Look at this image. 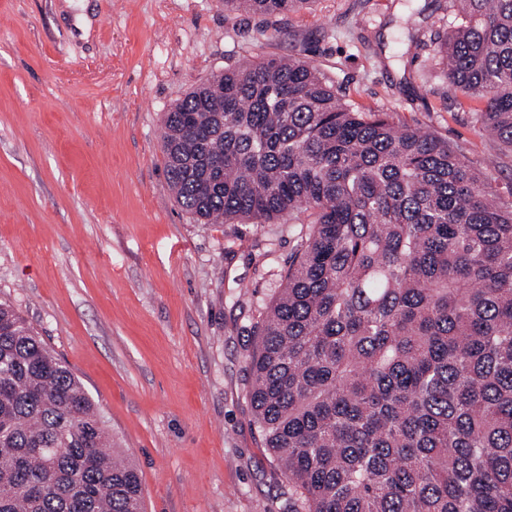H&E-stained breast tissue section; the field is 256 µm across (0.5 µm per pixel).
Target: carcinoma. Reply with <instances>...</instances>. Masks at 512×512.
<instances>
[{
  "label": "carcinoma",
  "instance_id": "cac0c4a2",
  "mask_svg": "<svg viewBox=\"0 0 512 512\" xmlns=\"http://www.w3.org/2000/svg\"><path fill=\"white\" fill-rule=\"evenodd\" d=\"M446 8L448 86L512 150V0ZM161 129L171 190L200 223L308 225L248 362L288 512H512V201L299 57L224 69ZM114 448L79 377L0 302V512H143Z\"/></svg>",
  "mask_w": 512,
  "mask_h": 512
}]
</instances>
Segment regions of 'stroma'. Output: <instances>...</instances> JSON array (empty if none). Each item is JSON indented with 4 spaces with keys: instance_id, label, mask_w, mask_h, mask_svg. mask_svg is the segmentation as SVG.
<instances>
[{
    "instance_id": "stroma-1",
    "label": "stroma",
    "mask_w": 512,
    "mask_h": 512,
    "mask_svg": "<svg viewBox=\"0 0 512 512\" xmlns=\"http://www.w3.org/2000/svg\"><path fill=\"white\" fill-rule=\"evenodd\" d=\"M443 0H0V301L84 383L145 512H286L247 393L253 327L298 224H199L164 172L161 120L225 68L297 56L356 104L433 132L512 187L480 104L448 93ZM312 2L313 0H224V9L226 12L244 11L267 18L300 12Z\"/></svg>"
}]
</instances>
